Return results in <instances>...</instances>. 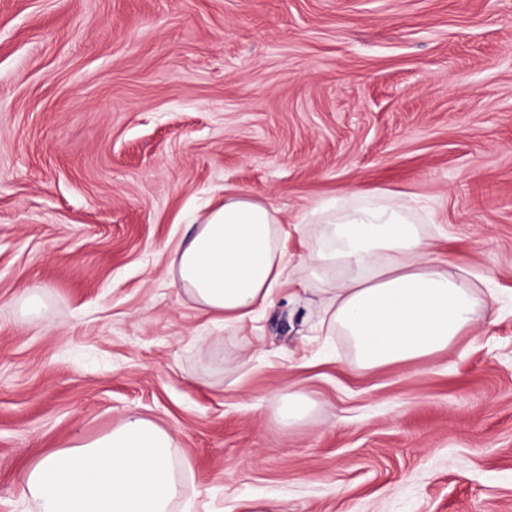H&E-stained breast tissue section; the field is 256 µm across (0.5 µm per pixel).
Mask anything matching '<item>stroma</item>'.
I'll list each match as a JSON object with an SVG mask.
<instances>
[{
  "label": "stroma",
  "instance_id": "1",
  "mask_svg": "<svg viewBox=\"0 0 512 512\" xmlns=\"http://www.w3.org/2000/svg\"><path fill=\"white\" fill-rule=\"evenodd\" d=\"M228 186L406 197L499 320L361 372L304 294L210 323L168 254ZM130 413L176 512H512V0H0V512ZM280 423L285 427L293 426L306 418L310 403L300 391L288 386L275 394Z\"/></svg>",
  "mask_w": 512,
  "mask_h": 512
}]
</instances>
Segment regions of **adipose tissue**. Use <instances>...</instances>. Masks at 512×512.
I'll use <instances>...</instances> for the list:
<instances>
[{
	"mask_svg": "<svg viewBox=\"0 0 512 512\" xmlns=\"http://www.w3.org/2000/svg\"><path fill=\"white\" fill-rule=\"evenodd\" d=\"M300 221L321 230L306 244L308 277L291 289V231L280 209L225 191L173 249V281L214 323L235 329L278 296L322 283L324 298L306 317L349 338L356 371L449 352L459 337L497 322L494 295L477 296L465 276L446 269L408 201L320 204ZM173 448L165 427L129 415L108 433L43 456L24 473L25 490L37 512H173L182 486Z\"/></svg>",
	"mask_w": 512,
	"mask_h": 512,
	"instance_id": "obj_1",
	"label": "adipose tissue"
}]
</instances>
